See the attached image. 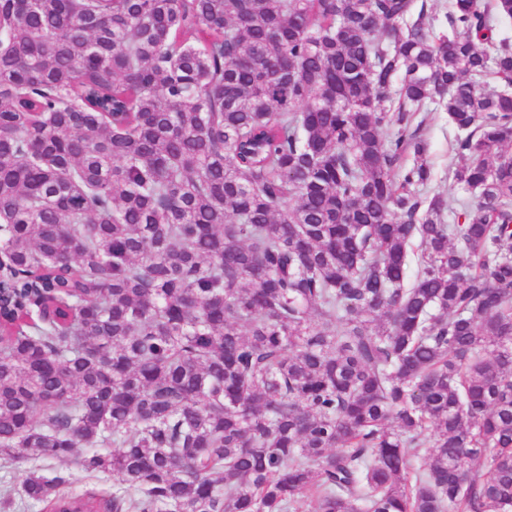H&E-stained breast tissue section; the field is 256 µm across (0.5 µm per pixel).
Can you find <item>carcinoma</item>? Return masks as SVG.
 <instances>
[{
    "label": "carcinoma",
    "instance_id": "obj_1",
    "mask_svg": "<svg viewBox=\"0 0 512 512\" xmlns=\"http://www.w3.org/2000/svg\"><path fill=\"white\" fill-rule=\"evenodd\" d=\"M501 17L0 0V512H512ZM453 135L454 132L448 124V113L431 112L424 130L428 142L427 160L434 175L429 186L430 193H440L447 197L464 195L448 179V168L457 163V158L450 147ZM56 466L71 473L72 482L65 490L74 494L83 493L91 488L109 493L112 492L113 485L118 483V477L112 474L90 476L76 469H69L64 463H57Z\"/></svg>",
    "mask_w": 512,
    "mask_h": 512
}]
</instances>
